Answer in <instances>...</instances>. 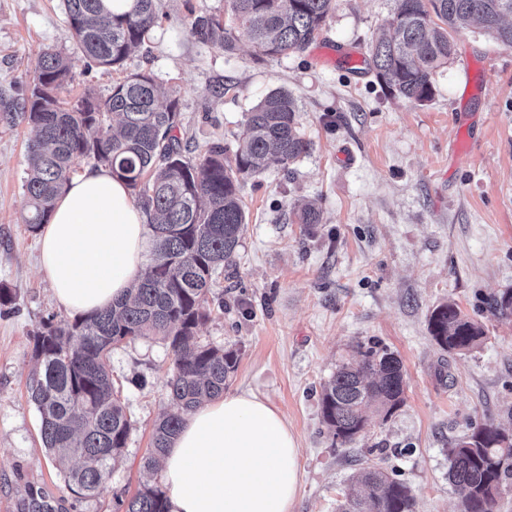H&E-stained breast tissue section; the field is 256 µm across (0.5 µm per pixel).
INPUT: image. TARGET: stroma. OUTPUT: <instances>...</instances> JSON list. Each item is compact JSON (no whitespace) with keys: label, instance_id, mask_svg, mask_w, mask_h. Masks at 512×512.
I'll return each instance as SVG.
<instances>
[{"label":"stroma","instance_id":"35a3bbf8","mask_svg":"<svg viewBox=\"0 0 512 512\" xmlns=\"http://www.w3.org/2000/svg\"><path fill=\"white\" fill-rule=\"evenodd\" d=\"M225 0H157L150 42L120 71L88 66L64 0H0V107L20 101L40 55L69 58L63 92L107 98L125 74H153L176 97L187 157L220 144L235 151L248 112L271 91L294 96L308 151L290 168L245 179L246 226L233 267L214 282L203 342L238 350L229 391H250L285 415L299 445L292 512H336L354 473L383 469L404 482L414 512H461L448 481V444L492 422L512 430V318L489 308L512 290V48L476 28L454 33L455 54L432 78L431 101L391 96L373 74L322 61L339 47L366 55L395 0H336L305 52L255 60L246 37L234 52L198 41L193 17ZM27 121L0 122V283L16 296L0 310V512H124L146 480L152 430L169 408L172 355L157 336L115 348L112 380L135 426L105 490L75 495L40 438L28 394L32 331L58 313L38 271V237L23 222ZM321 221L296 223L303 201ZM455 301L485 331L464 354L440 350L427 321ZM360 345L394 353L404 402L354 442H333L321 417L324 383Z\"/></svg>","mask_w":512,"mask_h":512}]
</instances>
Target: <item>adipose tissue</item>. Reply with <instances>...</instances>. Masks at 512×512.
I'll list each match as a JSON object with an SVG mask.
<instances>
[{"label":"adipose tissue","instance_id":"1","mask_svg":"<svg viewBox=\"0 0 512 512\" xmlns=\"http://www.w3.org/2000/svg\"><path fill=\"white\" fill-rule=\"evenodd\" d=\"M150 229L130 187L86 168L57 198L39 233L40 270L75 316L110 307L149 260ZM299 448L268 401L227 393L184 415L161 458L169 512H291Z\"/></svg>","mask_w":512,"mask_h":512}]
</instances>
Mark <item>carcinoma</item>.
I'll use <instances>...</instances> for the list:
<instances>
[{
	"label": "carcinoma",
	"instance_id": "obj_1",
	"mask_svg": "<svg viewBox=\"0 0 512 512\" xmlns=\"http://www.w3.org/2000/svg\"><path fill=\"white\" fill-rule=\"evenodd\" d=\"M102 0H66L76 45L88 65L119 69L151 38L158 21L156 0H134L131 10L102 14ZM226 16H196L190 33L226 52L244 32L254 55L305 51L323 29L333 0H228ZM480 25L483 33L512 48V0H396L388 28L373 34L368 70L390 93L423 104L433 95L432 76L454 52L450 32ZM68 60L46 51L33 86L0 116L36 129L28 143L29 173L23 189L30 203L24 223L36 234L48 223L54 202L89 158L111 169L132 189L150 229V259L140 280L112 307L73 320L49 317L33 330L38 369L28 392L40 415L43 446L70 490L96 496L106 488L112 462L124 451L133 421L118 397L106 361L128 340L159 336L173 356L166 381L173 410L154 424L153 472L177 434L182 417L224 394L239 364L238 351L204 344L197 328L209 318L213 278L230 264L245 228L241 181L264 173L270 162L288 167L308 150L298 130L291 94L277 89L248 113L233 156L216 146L187 158L177 136L178 100L163 98L152 74H128L104 101L89 93L75 103L60 98L68 84ZM432 340L448 353L469 352L484 330L452 301L429 319ZM400 360L386 349L358 347L323 385V423L342 444L365 433L364 409L379 405L389 417L403 403ZM448 480L462 494V512H494L497 497L512 487V431L483 423L449 443ZM410 489L385 471L367 467L339 512H413ZM125 512H168L163 487L143 485Z\"/></svg>",
	"mask_w": 512,
	"mask_h": 512
}]
</instances>
